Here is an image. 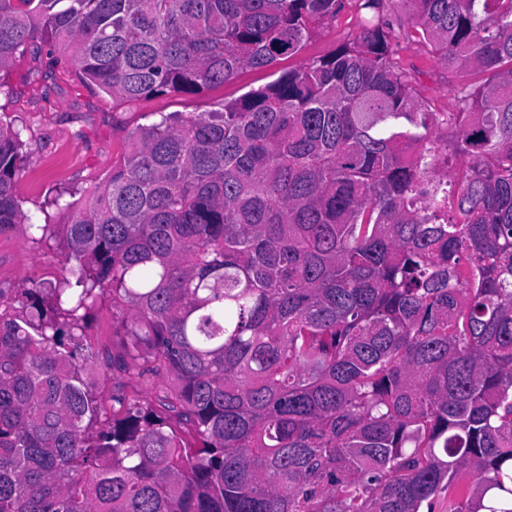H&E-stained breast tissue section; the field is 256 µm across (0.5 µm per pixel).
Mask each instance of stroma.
<instances>
[{"instance_id":"obj_1","label":"stroma","mask_w":512,"mask_h":512,"mask_svg":"<svg viewBox=\"0 0 512 512\" xmlns=\"http://www.w3.org/2000/svg\"><path fill=\"white\" fill-rule=\"evenodd\" d=\"M364 17L357 0L345 6L306 41L299 53L271 68L243 69L237 79L196 95L159 94L116 104L111 96L83 83L75 68L43 49L39 60L24 56L0 70V117L21 132L28 163L17 182V195L32 223L62 224L67 203L94 190L126 153L128 134L159 121L170 112L217 110L246 92L274 81L282 71L329 56L350 42ZM397 61L411 76L421 104L432 112L452 109L454 88L463 72L441 62L427 41L400 37L393 45ZM61 274L57 253L38 249L18 232L0 234V290L12 294L30 278L55 279ZM91 338L79 358L103 408L117 399L155 403L166 376L128 381L112 364L124 355L129 338L112 309L93 312Z\"/></svg>"}]
</instances>
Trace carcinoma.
Here are the masks:
<instances>
[{
    "label": "carcinoma",
    "instance_id": "carcinoma-1",
    "mask_svg": "<svg viewBox=\"0 0 512 512\" xmlns=\"http://www.w3.org/2000/svg\"><path fill=\"white\" fill-rule=\"evenodd\" d=\"M487 79L425 110L385 2ZM343 0H0V68L50 44L119 102L297 53ZM359 35L215 112L130 133L68 205L71 276L0 295V512H512V0H359ZM465 170L441 181L448 125ZM0 122V233L35 245ZM109 300L130 381L77 351ZM174 412L190 437L170 424ZM90 342L78 351V359H87V376L93 383L100 405L107 411L119 408L117 398L135 399L156 405V396L168 383L165 375L148 377L138 383L129 382L112 365V357L124 355L129 338L120 320L112 318V307L102 304L95 308L90 328ZM87 347V348H86Z\"/></svg>",
    "mask_w": 512,
    "mask_h": 512
}]
</instances>
